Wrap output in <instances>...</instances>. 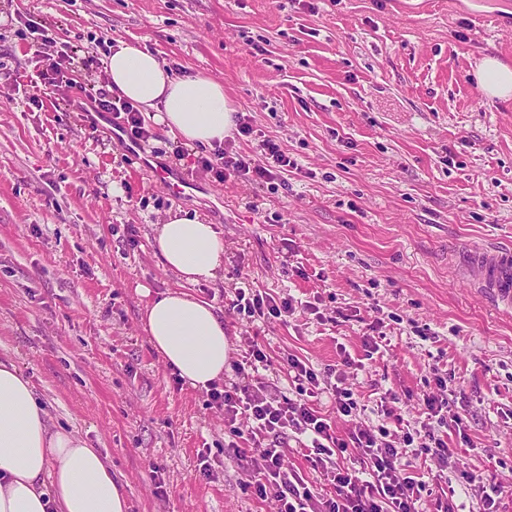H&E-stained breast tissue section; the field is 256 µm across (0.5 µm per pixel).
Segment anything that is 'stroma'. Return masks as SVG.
<instances>
[{"mask_svg":"<svg viewBox=\"0 0 512 512\" xmlns=\"http://www.w3.org/2000/svg\"><path fill=\"white\" fill-rule=\"evenodd\" d=\"M0 0V356H11L52 418L101 449L129 512H275L245 481L250 449L206 391L183 383L140 317L174 289L212 304L233 354L264 344L268 393L298 398L278 361L292 353L354 392L352 421L326 395L337 435L419 430L441 391L459 512H480L464 475L494 476L512 512V316L461 280L451 255L512 243V100L475 71L512 65V0ZM68 53L80 89L46 93L36 28ZM178 75L221 81L253 134L296 169L259 185L215 181L160 126L145 150L76 109L105 87L117 41ZM196 181L175 196L156 168ZM182 209L214 225L224 274L186 286L155 255L154 227ZM292 297L282 319L229 310L236 289ZM379 348L367 352L366 336ZM364 370L340 367L342 353ZM396 392L392 416L381 399ZM208 475H200V465ZM481 91L489 98L508 100L512 96V67L496 58H487L477 71ZM422 401L425 406L427 419L437 418L439 424L448 427V401L437 397L433 392L422 394ZM446 413V414H444Z\"/></svg>","mask_w":512,"mask_h":512,"instance_id":"1","label":"stroma"}]
</instances>
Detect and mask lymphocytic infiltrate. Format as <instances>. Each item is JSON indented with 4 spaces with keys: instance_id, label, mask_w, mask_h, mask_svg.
Segmentation results:
<instances>
[{
    "instance_id": "lymphocytic-infiltrate-1",
    "label": "lymphocytic infiltrate",
    "mask_w": 512,
    "mask_h": 512,
    "mask_svg": "<svg viewBox=\"0 0 512 512\" xmlns=\"http://www.w3.org/2000/svg\"><path fill=\"white\" fill-rule=\"evenodd\" d=\"M99 111L108 113L113 128L126 133L138 148L148 146L153 133L140 110L125 100H99ZM264 164L228 146H215L199 162L215 181L247 176L263 184L277 170L296 168L297 163L271 139L262 140ZM230 307L237 314L278 318L293 314L290 299H275L249 288L237 289ZM246 371L230 389H211L213 404L224 411L228 421L244 420L246 434L256 455L247 472V485L257 498L272 499L277 512H424L426 483L413 473H401L400 460L407 455L447 467L454 452L447 439L434 430L420 437L406 436L403 445L386 442L385 428H358L338 437L327 418L304 400H293L266 392L261 378L249 369L267 364L259 343H252L244 355ZM307 435L314 451V463L328 468L331 488L319 492L297 470L285 465L283 435L287 431Z\"/></svg>"
}]
</instances>
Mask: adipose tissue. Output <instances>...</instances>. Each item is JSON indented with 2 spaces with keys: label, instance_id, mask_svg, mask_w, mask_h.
<instances>
[{
  "label": "adipose tissue",
  "instance_id": "1",
  "mask_svg": "<svg viewBox=\"0 0 512 512\" xmlns=\"http://www.w3.org/2000/svg\"><path fill=\"white\" fill-rule=\"evenodd\" d=\"M108 89L152 110L157 124L187 146L230 135L236 108L212 78L175 75L139 44L118 43L106 60ZM477 79L485 96L512 98V66L483 61ZM153 248L166 270L188 283L215 280L224 242L213 225L183 211L157 226ZM142 329L163 362L186 383L209 388L224 375L232 344L213 306L170 290L146 306ZM0 512H129L120 481L100 449L57 427L12 357H0Z\"/></svg>",
  "mask_w": 512,
  "mask_h": 512
}]
</instances>
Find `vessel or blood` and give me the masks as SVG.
Listing matches in <instances>:
<instances>
[{"label": "vessel or blood", "instance_id": "vessel-or-blood-1", "mask_svg": "<svg viewBox=\"0 0 512 512\" xmlns=\"http://www.w3.org/2000/svg\"><path fill=\"white\" fill-rule=\"evenodd\" d=\"M462 275L498 311L512 313V247L488 245L458 256Z\"/></svg>", "mask_w": 512, "mask_h": 512}]
</instances>
